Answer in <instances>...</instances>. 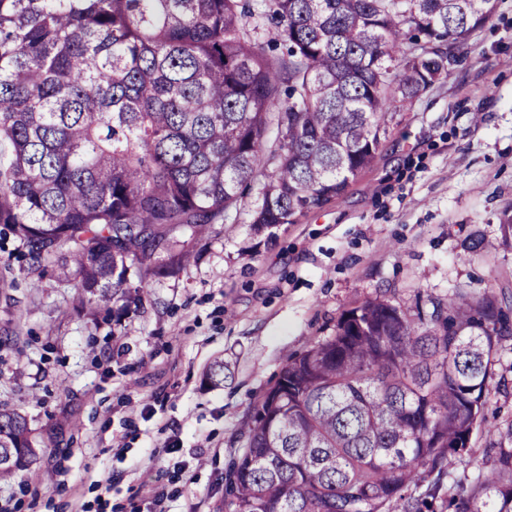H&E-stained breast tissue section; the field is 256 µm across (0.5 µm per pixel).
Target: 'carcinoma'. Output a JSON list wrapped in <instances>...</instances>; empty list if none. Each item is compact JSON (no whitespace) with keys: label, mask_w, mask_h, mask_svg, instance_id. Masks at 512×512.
Masks as SVG:
<instances>
[{"label":"carcinoma","mask_w":512,"mask_h":512,"mask_svg":"<svg viewBox=\"0 0 512 512\" xmlns=\"http://www.w3.org/2000/svg\"><path fill=\"white\" fill-rule=\"evenodd\" d=\"M495 9L0 0V224L86 315L139 302L213 225L244 215L260 235L343 193ZM428 303L367 298L288 357L245 422L224 512H512V420L476 474L449 469L471 463L512 326L491 288ZM229 377L222 360L206 372ZM0 454V480L36 476L27 416L4 404Z\"/></svg>","instance_id":"obj_1"}]
</instances>
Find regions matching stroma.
<instances>
[{
	"label": "stroma",
	"instance_id": "stroma-1",
	"mask_svg": "<svg viewBox=\"0 0 512 512\" xmlns=\"http://www.w3.org/2000/svg\"><path fill=\"white\" fill-rule=\"evenodd\" d=\"M512 0H497L450 75L401 109L374 164L292 224L256 236L214 225L189 265L140 303L90 318L53 268L40 275L0 234V402L27 415L39 480L0 483V512H224V472L248 411L289 355L382 296L406 308L494 289L512 320ZM39 288H32V280ZM223 356L233 376L213 387ZM486 428L512 417V336Z\"/></svg>",
	"mask_w": 512,
	"mask_h": 512
}]
</instances>
